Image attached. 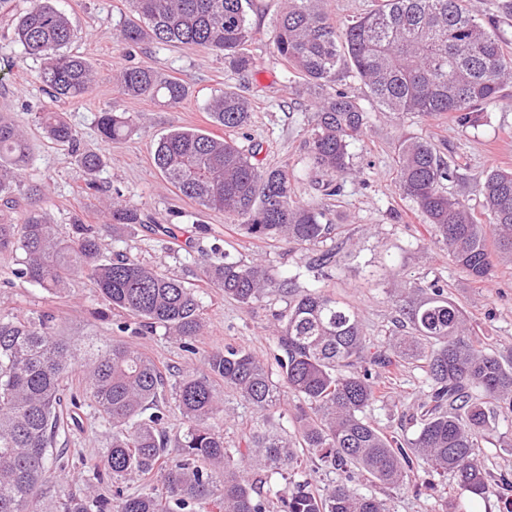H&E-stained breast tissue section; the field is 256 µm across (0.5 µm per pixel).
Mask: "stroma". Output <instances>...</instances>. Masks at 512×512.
I'll use <instances>...</instances> for the list:
<instances>
[{"instance_id": "stroma-1", "label": "stroma", "mask_w": 512, "mask_h": 512, "mask_svg": "<svg viewBox=\"0 0 512 512\" xmlns=\"http://www.w3.org/2000/svg\"><path fill=\"white\" fill-rule=\"evenodd\" d=\"M283 5V0H253L250 51L255 68L244 80L225 66L222 57L202 49L148 40L132 54L122 53L114 33L131 15L129 0H57L58 8L78 31L71 51L89 60L99 73L91 94L78 104L50 102L39 77L40 62L24 57L11 30L0 23V113H9L28 130L33 156L32 165L21 174L22 185L47 188V210L52 222L64 231L76 217L88 224L101 223L104 201L117 192L152 216V223L125 227L117 236L105 235L103 253L108 257L119 252L136 256L196 288L205 329L193 354L159 332L118 334V313L97 297L86 277H73L65 294H51L36 283L15 277L19 256L9 251H0L1 317L52 312L55 334L78 347L123 337L147 353L172 381L182 372L201 367L204 355L227 344L272 359L276 338L270 327L271 314L284 303L272 296L247 307L203 282L201 261L222 249L247 263L263 262L278 274L297 275L299 286L319 287L350 303L376 345L385 344L399 317L396 300L401 286L421 281L445 288L467 312L484 346L501 352L512 350V264H499L485 282L467 280L447 250L433 244L413 203L402 195L393 161L398 139L421 137L431 141L457 171L456 178L447 184L449 193L472 210H479V183L485 174L493 169H512V88L487 107L484 120L475 128L459 126L447 113L369 112L363 137L350 147V171L335 178L340 194L325 195L322 185L326 175L307 166L310 101L307 96L295 95L297 79L272 47L274 20ZM130 64L181 78L193 94L176 108L120 97L112 76ZM227 87L245 88L252 100L251 122L236 133L238 144L257 148L261 166H287L298 200L327 210L342 224L343 232L336 239L327 268L311 265L319 247L293 249L279 241L247 236L223 212H203L191 201L178 199L175 189L154 168V141L173 125L206 127V101ZM110 104L132 113L138 132L126 141L107 145L100 141L96 123L101 109ZM48 105L66 113L84 149L103 156L104 165L96 175L99 191L86 189L84 171L68 147L50 142L37 127L35 115ZM173 207L180 208L183 215L168 233L156 220ZM375 383L382 396L367 409L368 420L386 432L414 438L418 429L416 408L428 388L421 363H407L393 373L378 372ZM504 435L512 438V414L497 415L492 432L478 449L486 471L495 479L502 475L512 478V448L500 444ZM111 439L112 429L95 405L88 403L78 410L58 442L67 451L68 466L47 473L40 512H56L57 501L94 483L92 466L102 459ZM355 483L362 493L387 499L390 512H499L496 497L461 490L449 475L421 471L406 485L391 489L362 476L356 477Z\"/></svg>"}]
</instances>
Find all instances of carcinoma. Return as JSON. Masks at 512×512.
<instances>
[{
  "label": "carcinoma",
  "mask_w": 512,
  "mask_h": 512,
  "mask_svg": "<svg viewBox=\"0 0 512 512\" xmlns=\"http://www.w3.org/2000/svg\"><path fill=\"white\" fill-rule=\"evenodd\" d=\"M133 17L116 34L132 51L144 40L204 49L224 57L238 74L250 71L252 0H129ZM321 0H285L274 27L273 48L299 79L296 93L314 102L309 166L328 176L344 173L350 146L364 135L368 108L357 97L335 89L351 77L365 88L370 106L382 112L423 115L453 112L459 125H480L487 107L512 84V53L496 16L512 17V0H501L483 21L468 0H375L366 13L340 27L320 7ZM0 0V20L10 22L14 40L27 57L41 61L40 78L53 102L82 101L96 76L83 57L68 51L76 32L56 0H28L23 10ZM118 93L149 98L175 108L190 96L189 86L144 66H127L114 76ZM213 122L226 129L248 125L251 106L226 89L207 104ZM38 123L55 143L68 146L97 189L103 158L80 151L78 131L62 112L47 108ZM99 136L121 142L137 131L135 117L108 106L99 113ZM256 152L207 131L174 126L153 150L156 169L176 194L202 210L234 218L246 233L297 246L327 245L342 225L296 199L288 168L263 167ZM31 163L24 132L0 113V207L17 217L0 216V250L21 251L19 278L58 293L76 272L87 275L112 310L134 319L118 325L135 335L158 328L188 350L203 330L198 291L139 259L118 253L102 260V228L77 218L61 234L51 223L46 189L20 192V172ZM396 179L416 207L433 242L448 251L457 268L474 282L487 280L497 264L512 262V171L493 170L480 186L488 223L453 198L443 183L455 172L432 142L406 138L395 146ZM106 223L117 232L141 224L140 209L113 197ZM202 275L224 295L251 306L279 295L285 307L273 314L281 355L276 366L233 346L208 353L203 367L188 370L174 383L142 351L120 339L85 353L52 331L54 316L37 311L0 317V512H37L41 483L64 427L61 384L75 366L85 375L82 392L70 398L77 408L88 399L112 426V443L103 466L112 478V496H70L59 512H390L387 500L350 485L355 469L385 487H400L422 469L451 473L458 485L478 496L499 497L502 512L512 498L500 496L476 457L489 429L490 408L512 413V362L485 349L467 314L436 284L402 286L401 330L386 348L367 338L358 311L318 287L302 288L299 275L283 277L262 263L245 264L224 254L206 262ZM422 361L429 391L420 405L421 427L401 441L364 416L380 390L373 370L397 369ZM236 394L257 415L237 446H224V399ZM303 404L293 414V431L272 423L284 390ZM171 393L184 421L170 438L160 408ZM346 474L323 493L312 488L304 455ZM286 472L294 490L284 498L268 487L255 490L249 469ZM155 481L137 494L121 483Z\"/></svg>",
  "instance_id": "cac0c4a2"
}]
</instances>
